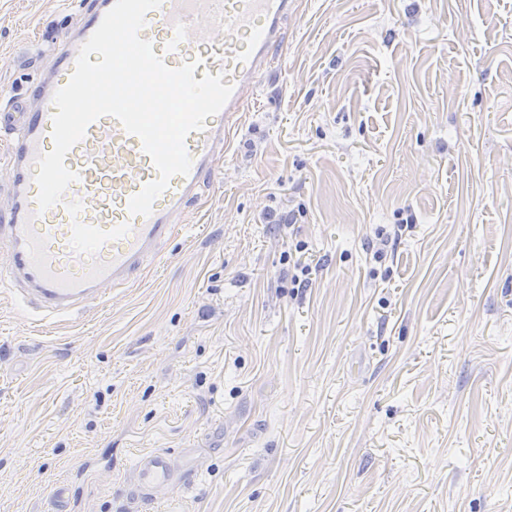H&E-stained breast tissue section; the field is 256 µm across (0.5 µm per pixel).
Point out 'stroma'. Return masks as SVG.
Returning a JSON list of instances; mask_svg holds the SVG:
<instances>
[{
    "label": "stroma",
    "instance_id": "stroma-1",
    "mask_svg": "<svg viewBox=\"0 0 512 512\" xmlns=\"http://www.w3.org/2000/svg\"><path fill=\"white\" fill-rule=\"evenodd\" d=\"M80 2L0 0V103ZM285 28L131 284L60 321L0 284V512H512V0ZM175 466L167 451L153 450L138 456L135 466V483L132 495L151 498L155 492L173 483Z\"/></svg>",
    "mask_w": 512,
    "mask_h": 512
}]
</instances>
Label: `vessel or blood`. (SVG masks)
<instances>
[{"mask_svg":"<svg viewBox=\"0 0 512 512\" xmlns=\"http://www.w3.org/2000/svg\"><path fill=\"white\" fill-rule=\"evenodd\" d=\"M115 0H96L79 25L60 31L33 97L0 108V136L9 150L10 205L0 209V239L9 250L0 282L47 316L62 317L96 300L110 288L128 286L175 231V219L228 153L239 117L254 95L272 54L283 41V24L298 0H162L145 18L140 36L165 64L195 60V79L223 74L233 93L204 130L188 135V175L173 176L149 215L131 213L130 198L157 178L141 140L106 116L93 122L71 148L66 166L77 175L59 203L39 210L34 181L39 155L53 147V97L69 81L80 47L100 25ZM167 451L139 455L133 496L153 497L172 484Z\"/></svg>","mask_w":512,"mask_h":512,"instance_id":"vessel-or-blood-1","label":"vessel or blood"}]
</instances>
